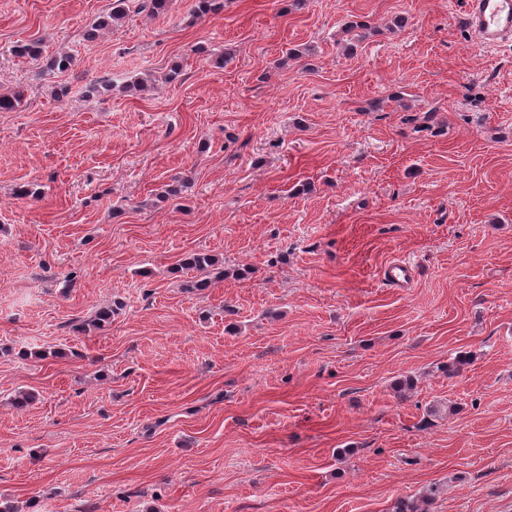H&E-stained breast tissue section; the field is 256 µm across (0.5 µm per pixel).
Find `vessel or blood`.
I'll return each instance as SVG.
<instances>
[{
	"label": "vessel or blood",
	"mask_w": 512,
	"mask_h": 512,
	"mask_svg": "<svg viewBox=\"0 0 512 512\" xmlns=\"http://www.w3.org/2000/svg\"><path fill=\"white\" fill-rule=\"evenodd\" d=\"M463 12L477 44L495 48L512 42V0H463Z\"/></svg>",
	"instance_id": "vessel-or-blood-1"
}]
</instances>
